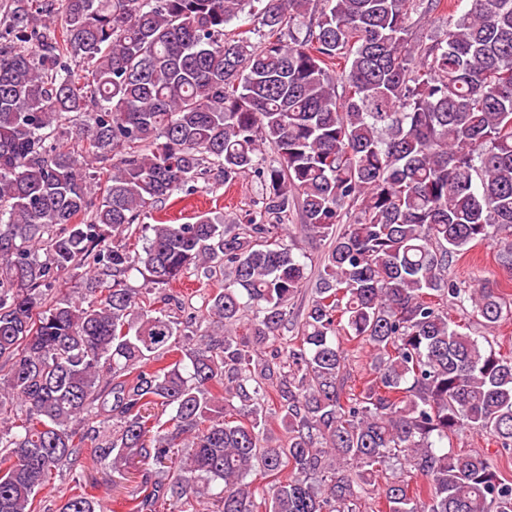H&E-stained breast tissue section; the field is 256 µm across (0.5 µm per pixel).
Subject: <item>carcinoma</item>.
I'll use <instances>...</instances> for the list:
<instances>
[{
  "label": "carcinoma",
  "instance_id": "cac0c4a2",
  "mask_svg": "<svg viewBox=\"0 0 512 512\" xmlns=\"http://www.w3.org/2000/svg\"><path fill=\"white\" fill-rule=\"evenodd\" d=\"M32 2L0 0V512H40L87 440L101 466H144L128 512H184L214 484L216 512H360L402 464L424 485L387 482L385 512H512L511 481L448 449L465 429L512 449V355L448 320L512 318L496 283L448 278L490 241L512 274V0H267L259 47L226 31L256 0H61L58 24ZM445 4L446 37L413 38ZM214 166L265 187L245 228L140 223ZM293 206L316 270L268 222ZM192 267L224 287L184 318L128 285ZM63 274L95 300L54 295ZM344 340L370 349L358 392ZM59 512L102 510L78 483ZM395 476L401 477L402 479L408 481L411 490L415 489L417 486H420L424 483V479L419 473L414 471L413 468L410 469V467H408L407 465L405 467L403 465L402 469H397L395 470V472H391L390 470H387L386 472L383 471V473L380 472L379 477H377L375 487H369L370 494L368 496L376 497L378 492L381 491L382 487L385 485V483L393 479Z\"/></svg>",
  "mask_w": 512,
  "mask_h": 512
}]
</instances>
